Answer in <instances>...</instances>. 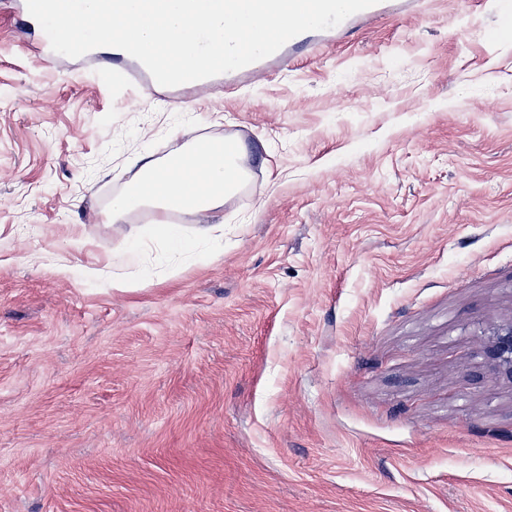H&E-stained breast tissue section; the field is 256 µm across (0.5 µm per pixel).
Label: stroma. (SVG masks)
Masks as SVG:
<instances>
[{"instance_id":"1","label":"stroma","mask_w":512,"mask_h":512,"mask_svg":"<svg viewBox=\"0 0 512 512\" xmlns=\"http://www.w3.org/2000/svg\"><path fill=\"white\" fill-rule=\"evenodd\" d=\"M0 0V512H512V0H424L172 106ZM240 141L195 260L108 220ZM129 280L116 288L113 276ZM486 364L491 373L512 379V325L495 328L485 343Z\"/></svg>"}]
</instances>
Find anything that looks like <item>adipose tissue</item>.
Returning a JSON list of instances; mask_svg holds the SVG:
<instances>
[{
	"mask_svg": "<svg viewBox=\"0 0 512 512\" xmlns=\"http://www.w3.org/2000/svg\"><path fill=\"white\" fill-rule=\"evenodd\" d=\"M129 165L136 173L126 191L112 203V223H123L135 207L153 206L159 210V218L153 227L137 230L134 241L154 238L189 257L196 256V244L183 240L167 224L165 213L172 210L197 216L209 213L245 184L238 150H224L217 139L190 141L164 160L141 154L130 159Z\"/></svg>",
	"mask_w": 512,
	"mask_h": 512,
	"instance_id": "adipose-tissue-1",
	"label": "adipose tissue"
}]
</instances>
